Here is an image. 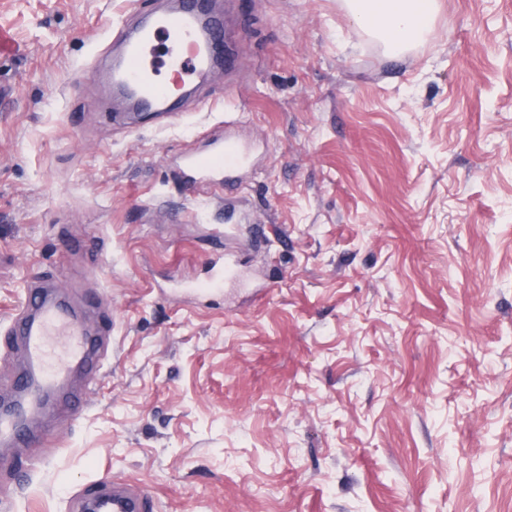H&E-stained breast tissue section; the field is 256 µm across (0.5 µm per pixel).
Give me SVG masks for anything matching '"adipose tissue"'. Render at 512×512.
<instances>
[{
	"label": "adipose tissue",
	"mask_w": 512,
	"mask_h": 512,
	"mask_svg": "<svg viewBox=\"0 0 512 512\" xmlns=\"http://www.w3.org/2000/svg\"><path fill=\"white\" fill-rule=\"evenodd\" d=\"M345 9L356 24L397 54L429 30L437 0H345Z\"/></svg>",
	"instance_id": "adipose-tissue-1"
}]
</instances>
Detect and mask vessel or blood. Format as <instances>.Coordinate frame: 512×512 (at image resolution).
I'll return each mask as SVG.
<instances>
[{"mask_svg":"<svg viewBox=\"0 0 512 512\" xmlns=\"http://www.w3.org/2000/svg\"><path fill=\"white\" fill-rule=\"evenodd\" d=\"M161 32L175 43L164 62L174 75L169 83L156 80L145 66V56ZM112 36L121 45L112 63L114 93L154 111L167 112L179 100L187 77L213 65L212 49L224 42L225 26L205 0H185L179 9L143 16L134 27L114 30ZM245 160L243 148L232 141L207 156H187L182 162L185 187L195 190L201 181L233 183ZM210 265L222 268L223 278L233 275L223 256L212 258ZM223 278L200 282L192 292L219 293ZM4 336L9 341L19 340L26 352V367L14 381V397L0 406V446L15 447L32 440L29 419L42 409L44 393L64 385L74 367H84L87 374L95 375L100 366L83 317L58 302L54 286L39 278L32 279L30 292L13 314Z\"/></svg>","mask_w":512,"mask_h":512,"instance_id":"vessel-or-blood-1","label":"vessel or blood"}]
</instances>
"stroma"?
<instances>
[{
	"label": "stroma",
	"mask_w": 512,
	"mask_h": 512,
	"mask_svg": "<svg viewBox=\"0 0 512 512\" xmlns=\"http://www.w3.org/2000/svg\"><path fill=\"white\" fill-rule=\"evenodd\" d=\"M165 0H0V330L30 275L109 329L82 404L0 447V512H512V0L399 56L342 0H214L236 66L124 113ZM250 152L223 207L186 152ZM222 252L220 297L177 293ZM104 500L112 502V512H149L151 510L147 502L139 507L136 497L118 488L112 491V498Z\"/></svg>",
	"instance_id": "1"
}]
</instances>
